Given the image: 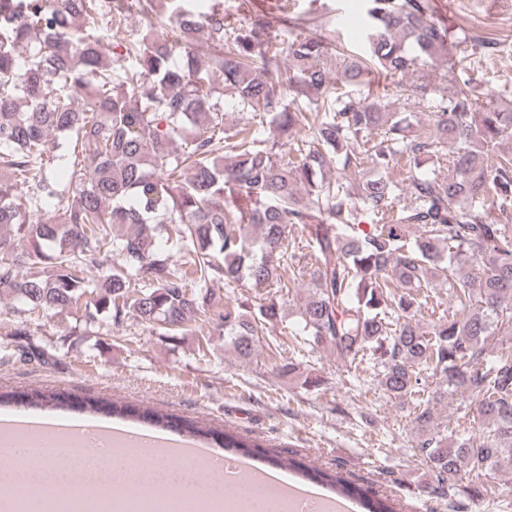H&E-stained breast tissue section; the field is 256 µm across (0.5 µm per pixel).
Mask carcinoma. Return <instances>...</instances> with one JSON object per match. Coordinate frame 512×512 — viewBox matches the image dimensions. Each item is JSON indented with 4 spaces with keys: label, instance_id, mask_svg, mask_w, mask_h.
<instances>
[{
    "label": "carcinoma",
    "instance_id": "1",
    "mask_svg": "<svg viewBox=\"0 0 512 512\" xmlns=\"http://www.w3.org/2000/svg\"><path fill=\"white\" fill-rule=\"evenodd\" d=\"M134 2L147 23L122 45L112 30L126 17L124 0H0V228L10 231L0 235V294L30 317L82 310L117 330L131 318L158 324L173 338L211 323L249 357L259 326L280 320L279 304L243 312L209 283L288 288L282 270L296 260L288 235L299 226L310 281L293 348L371 368L386 396L411 404L417 448L442 495L454 497L465 478L511 474L512 345L503 337L512 336V224L498 219L512 202V156L500 154L512 142V108L467 85L446 96L403 85L408 99L440 95L433 127L411 136L405 113L378 97L337 96L333 84L406 75L475 38L449 30L430 0H368L365 51L334 77L329 43L303 34L286 6L276 22L258 14L243 29L218 6ZM203 32L205 56L195 47ZM228 97L268 119L279 139L227 125ZM303 121L310 135L295 161L285 146ZM444 145L453 148L448 174L413 176L416 206L393 213L397 162L416 168ZM68 148L92 157L93 168L56 172L50 153ZM364 153L377 174L357 180ZM337 158L351 178H326ZM48 208L52 218H37ZM363 212L376 218L366 229ZM151 224L177 256L158 251ZM440 283L455 311L424 329L409 313ZM275 366L306 389L319 385L291 361ZM458 395L475 414L442 430L436 406ZM2 402L133 415L266 459L234 433L151 407L38 390L4 391ZM270 461L360 499L367 512H393L389 498L336 472Z\"/></svg>",
    "mask_w": 512,
    "mask_h": 512
}]
</instances>
